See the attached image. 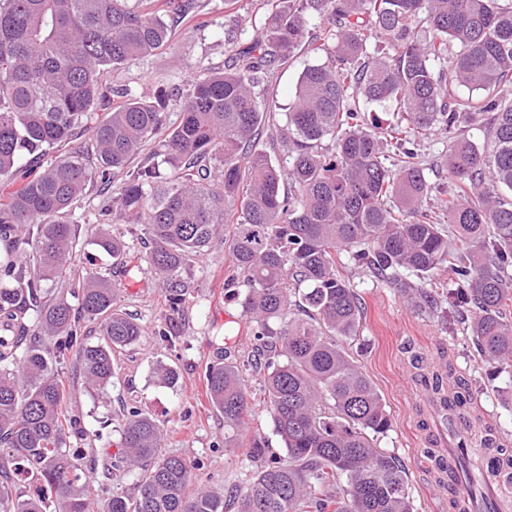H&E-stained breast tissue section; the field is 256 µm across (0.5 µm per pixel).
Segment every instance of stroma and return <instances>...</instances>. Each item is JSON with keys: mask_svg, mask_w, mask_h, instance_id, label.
<instances>
[{"mask_svg": "<svg viewBox=\"0 0 512 512\" xmlns=\"http://www.w3.org/2000/svg\"><path fill=\"white\" fill-rule=\"evenodd\" d=\"M198 19L175 27L169 47L129 60L105 73L104 89L126 88L137 95L156 88L184 89L200 76V64L223 69L231 50L246 47L267 11L265 0H196ZM313 54L296 51L287 67L269 75L278 112H285L299 74L313 63ZM71 223L77 224L74 266L106 273L121 304L144 329L138 343L117 353L115 375L105 391H86L72 363L61 375L79 406L90 435L72 441L74 449L94 454L98 462L120 459L119 429L129 408L151 415L165 431L162 451L199 464V483L223 491L224 512H235L237 497L256 464L248 454L252 437L273 450L282 442L275 434L263 394V374L248 367L255 355L253 325L226 283L234 273L227 237L212 241L209 251L192 260L184 275L194 289L178 319L173 336L157 331L165 323L167 307L162 287L145 259L141 230L135 224L112 221V191L90 183L76 204ZM121 237L140 263L132 276L113 273L112 259L94 243L100 231ZM345 274L361 300L359 338L346 348L382 395L390 417L388 432L375 447L396 458L406 474L416 512H453L449 505L448 458L444 435L437 431L430 394L420 374L435 370L441 354H449L460 378L470 386L484 418L499 436L512 441V391L507 374L474 354L472 339L449 322L430 318L407 298L367 270L347 265ZM243 366L251 417L247 433L233 431L205 394L204 371L217 359ZM174 367L175 385L159 381V366Z\"/></svg>", "mask_w": 512, "mask_h": 512, "instance_id": "1", "label": "stroma"}]
</instances>
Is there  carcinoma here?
I'll list each match as a JSON object with an SVG mask.
<instances>
[{
	"label": "carcinoma",
	"instance_id": "obj_1",
	"mask_svg": "<svg viewBox=\"0 0 512 512\" xmlns=\"http://www.w3.org/2000/svg\"><path fill=\"white\" fill-rule=\"evenodd\" d=\"M266 2L258 35L189 85L173 127L163 88L126 91L103 116L96 105L104 72L169 45L162 14L183 17L193 0H0V512H94L84 457L67 442L84 427L58 366L75 358L85 387L102 392L143 329L104 277L71 287L78 225L63 217L150 141L112 223L143 227L169 311L157 335L174 332L190 295L188 261L235 224L228 285L253 323L284 445L280 455L250 441L262 465L237 512H415L405 474L370 438L390 427L385 402L343 345L362 311L341 252L421 312L453 318L485 360L512 363V0ZM301 48L321 61L300 73L281 125L265 77ZM361 97L399 101L400 118L368 122ZM264 126L277 160L257 148ZM436 131L448 134L444 190L418 160ZM96 244L134 269L121 240L103 232ZM444 269L452 288L436 281ZM455 374L450 362L425 383L450 411L473 399ZM206 381L224 424L246 428L238 367L212 364ZM477 441L487 450L494 436L463 433L459 447ZM163 442L157 421L131 408L121 463L136 493L112 496L109 512H224L223 493L194 484L197 463L161 453Z\"/></svg>",
	"mask_w": 512,
	"mask_h": 512
}]
</instances>
